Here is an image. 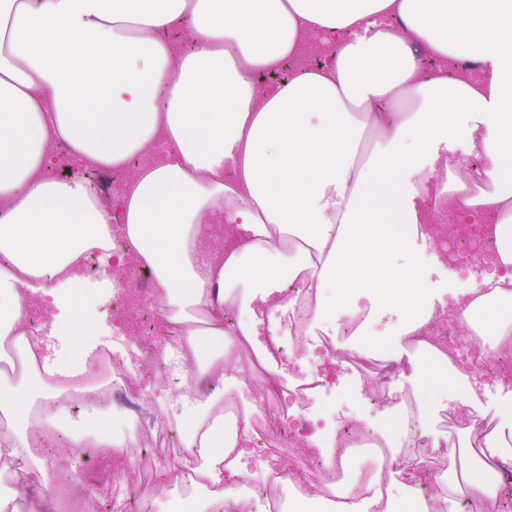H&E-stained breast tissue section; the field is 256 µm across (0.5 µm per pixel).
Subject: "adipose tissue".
Wrapping results in <instances>:
<instances>
[{
	"label": "adipose tissue",
	"mask_w": 512,
	"mask_h": 512,
	"mask_svg": "<svg viewBox=\"0 0 512 512\" xmlns=\"http://www.w3.org/2000/svg\"><path fill=\"white\" fill-rule=\"evenodd\" d=\"M174 30L190 51L176 50ZM336 33L331 64L254 82ZM426 56L438 66L424 75ZM450 59L481 63V77L449 73ZM160 141L165 164L132 168ZM60 144L128 172L117 213L83 181L52 176ZM468 157L477 167L464 169ZM469 215L491 219L500 267H511L512 0H0V341L22 365L0 371V512H54L29 433L63 426V381L77 374L30 338L28 294L77 280L85 253L110 246L112 220L154 272L164 328L197 344L222 342L230 300L252 340L253 303L302 270L337 303L367 295L421 331L415 241ZM292 235L305 243L293 254ZM500 267L482 274L499 300L485 321L506 336ZM214 367L222 385L197 402L182 447H195L225 388L245 383L232 347ZM499 418L481 445L449 449L468 457L462 477L477 498L512 463V413ZM209 445L202 475L214 490L192 512H234L247 474L223 442Z\"/></svg>",
	"instance_id": "obj_1"
}]
</instances>
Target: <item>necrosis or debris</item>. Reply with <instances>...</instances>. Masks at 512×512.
I'll return each instance as SVG.
<instances>
[{"label": "necrosis or debris", "instance_id": "4bbe7bcc", "mask_svg": "<svg viewBox=\"0 0 512 512\" xmlns=\"http://www.w3.org/2000/svg\"><path fill=\"white\" fill-rule=\"evenodd\" d=\"M439 238L448 247L451 266L458 269L477 270L482 254L497 251L486 220L444 226ZM126 247L120 227H113L111 247L88 252L81 274L98 275L105 262H112V277L119 283L112 293V319L127 328L130 312L140 310L152 327L143 341L144 355L129 361L116 347L98 345L92 373L71 382L64 401L74 409L92 401H122L134 430L123 436L116 451L121 466L101 477L108 500L92 497L61 478L52 488L57 512H107L111 500L119 503L121 512H142L140 492L159 465L169 461L179 468L195 467L206 454L202 448L181 447L170 418L150 412L149 380L161 374L173 379L180 395L203 398L220 384L211 366L215 349L156 335L163 308L155 275L127 257ZM130 280L137 284L132 294L124 288ZM317 299V289L302 272L291 277L283 299L263 316L264 345L278 365L286 367V375L267 371L248 342L236 341L246 384L224 395L220 411L224 445L241 448L243 435L251 434L246 470L261 479L247 483L235 512H288L292 501L297 512H328L331 505L345 503V484L354 474L359 486H371L378 493L369 512H398L399 499L420 497L428 502L429 512H447L438 489L453 466L449 440L464 432L478 443L494 426L474 406L483 397L480 387H472L459 402L422 416L413 389L400 384L407 361L387 360V344L364 342L365 313L344 312L335 328L317 332L313 329ZM477 337L474 331L459 335L452 321L438 316L429 333L402 336L400 343L409 359L433 364L441 372L453 369L471 377L512 379V336L487 344ZM308 338L313 339L315 351L304 366L299 344ZM359 379L368 383L364 407L385 411V418L370 424L337 416L329 402L333 389ZM247 403L253 411L246 418L242 410ZM285 446L296 450L288 467L281 462L280 450Z\"/></svg>", "mask_w": 512, "mask_h": 512}]
</instances>
